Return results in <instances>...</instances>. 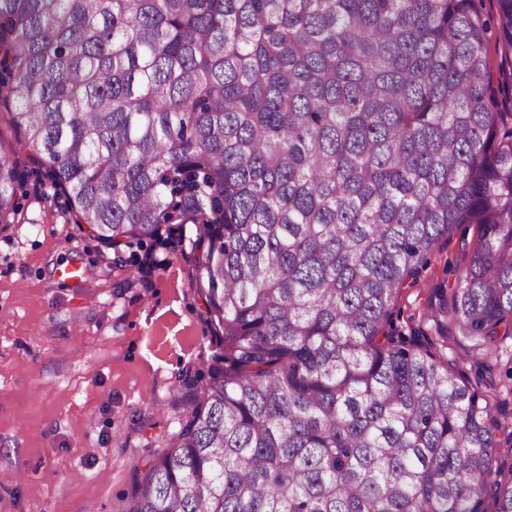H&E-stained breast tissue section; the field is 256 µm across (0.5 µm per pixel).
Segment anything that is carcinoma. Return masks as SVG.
<instances>
[{"instance_id":"cac0c4a2","label":"carcinoma","mask_w":512,"mask_h":512,"mask_svg":"<svg viewBox=\"0 0 512 512\" xmlns=\"http://www.w3.org/2000/svg\"><path fill=\"white\" fill-rule=\"evenodd\" d=\"M472 2L0 0V93L75 223L115 253L198 225L223 366L127 512H512V112L487 56L512 0L492 26ZM469 224L450 358L390 324Z\"/></svg>"}]
</instances>
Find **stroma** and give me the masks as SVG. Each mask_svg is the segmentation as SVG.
<instances>
[{
	"mask_svg": "<svg viewBox=\"0 0 512 512\" xmlns=\"http://www.w3.org/2000/svg\"><path fill=\"white\" fill-rule=\"evenodd\" d=\"M15 219L0 222V512H126L221 349L196 285L197 229L163 227L113 254L47 194L28 152ZM477 231L430 254L393 310L403 335L436 336L437 288L454 286ZM82 266L81 281L60 268Z\"/></svg>",
	"mask_w": 512,
	"mask_h": 512,
	"instance_id": "1",
	"label": "stroma"
}]
</instances>
